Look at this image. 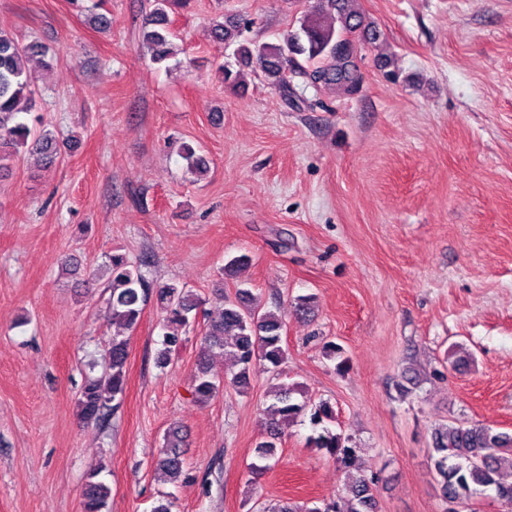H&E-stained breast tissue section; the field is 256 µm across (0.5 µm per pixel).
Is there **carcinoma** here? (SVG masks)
Returning a JSON list of instances; mask_svg holds the SVG:
<instances>
[{
    "label": "carcinoma",
    "mask_w": 512,
    "mask_h": 512,
    "mask_svg": "<svg viewBox=\"0 0 512 512\" xmlns=\"http://www.w3.org/2000/svg\"><path fill=\"white\" fill-rule=\"evenodd\" d=\"M318 8L305 16L298 31L288 35L277 44L251 42L239 43L236 54L246 64H255L271 84L288 89V74H300L326 85L353 88L359 81L354 62L352 35L363 26L362 17L351 13L346 0H317ZM170 0H156V7L146 15L142 25V42L156 63L172 57L176 37L168 18L166 7ZM331 18L340 28L326 22ZM248 21L235 16L225 17L224 22L212 26L210 34L216 41L230 43L241 37ZM49 49L39 43L21 44L11 33L0 30V169L18 156L21 151L41 156V161L50 166L57 162L58 150L50 130L29 124L26 117L35 111L36 99L34 78L29 62L45 57ZM299 56L312 65L306 70L303 65L288 69V63ZM184 159L191 173H203L207 169L205 158L188 146ZM112 272V294L108 302V315L126 329L135 327L144 307L155 299L162 310L163 345L157 356V364H167L169 352L180 345L182 335L194 319L193 312L199 300L186 288L175 283L155 285L141 269L132 264L126 255L114 253L109 256ZM284 316L277 310L261 311L252 292L239 288L233 300L207 314L203 336L204 348L212 352L229 349L232 360V378L226 380L212 374L206 360L201 359L191 380V395L194 402L204 404L214 398L224 385L231 384L239 391L249 386L250 369L254 362L263 360L278 371L287 358L282 345ZM127 361V339L112 337L109 363L100 377L87 378L78 396L80 419L92 422L100 428L108 426L112 413L122 402L126 385L125 365ZM422 383L420 373L408 367L403 374L399 393L406 396ZM272 404L267 408L269 426L278 428L291 425L299 418H309L313 434L308 444L324 452L339 466L350 469L357 453L351 438L332 431L328 424L335 422L336 413L326 401L313 404L298 401L300 390L295 384H275L271 390ZM182 437L173 429L164 438L155 463L166 481L176 483L190 479L183 468ZM276 455V444L263 441L255 448V456L262 464H252L251 470L269 468L267 461ZM435 478L440 486L442 498L449 508L445 512H456L451 508L468 498L477 488L490 490L494 498L512 506V483L502 481L500 470L505 462H512V434L495 432L479 424H442L432 434L430 448ZM102 468L92 470L83 490V512H104L111 496L110 486L98 479ZM372 481L358 475L351 477L344 492L337 498L323 502V506L285 503L270 507L267 512H375L376 501L371 490Z\"/></svg>",
    "instance_id": "obj_1"
}]
</instances>
